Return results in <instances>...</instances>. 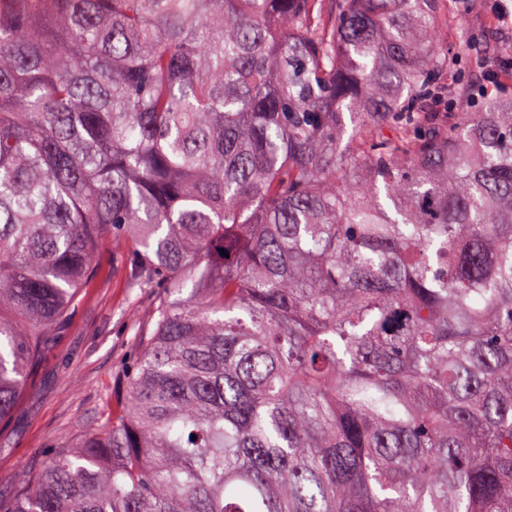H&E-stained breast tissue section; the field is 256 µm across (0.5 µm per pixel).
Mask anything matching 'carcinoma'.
Instances as JSON below:
<instances>
[{
  "label": "carcinoma",
  "instance_id": "1",
  "mask_svg": "<svg viewBox=\"0 0 512 512\" xmlns=\"http://www.w3.org/2000/svg\"><path fill=\"white\" fill-rule=\"evenodd\" d=\"M449 2L0 0V421L97 253L161 299L0 512H512V97L429 121Z\"/></svg>",
  "mask_w": 512,
  "mask_h": 512
}]
</instances>
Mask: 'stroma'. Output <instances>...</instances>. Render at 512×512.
I'll use <instances>...</instances> for the list:
<instances>
[{
    "label": "stroma",
    "mask_w": 512,
    "mask_h": 512,
    "mask_svg": "<svg viewBox=\"0 0 512 512\" xmlns=\"http://www.w3.org/2000/svg\"><path fill=\"white\" fill-rule=\"evenodd\" d=\"M481 42L475 56L457 31ZM448 54L453 75L448 80V109L432 113L435 121L455 124L461 113L474 111L469 81L496 59L512 56V28L502 26L487 0H458L448 13ZM124 243L95 258L97 277L65 321L56 344L21 391V405L0 425V491L25 481L49 449L72 445L94 434L111 395L128 389L126 377L153 325V294L130 285L120 254Z\"/></svg>",
    "instance_id": "1"
}]
</instances>
